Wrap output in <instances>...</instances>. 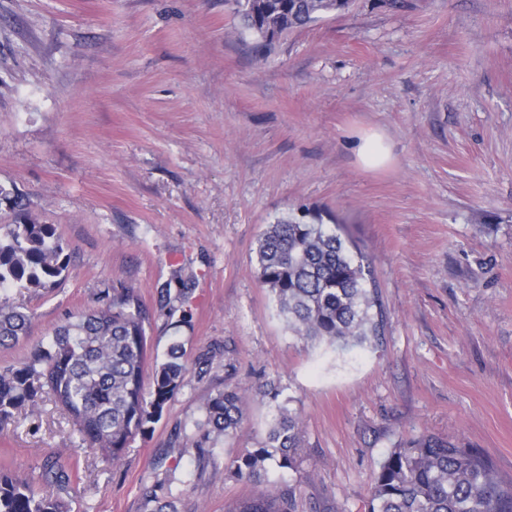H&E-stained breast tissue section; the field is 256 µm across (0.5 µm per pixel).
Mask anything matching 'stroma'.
Segmentation results:
<instances>
[{
	"label": "stroma",
	"instance_id": "35a3bbf8",
	"mask_svg": "<svg viewBox=\"0 0 512 512\" xmlns=\"http://www.w3.org/2000/svg\"><path fill=\"white\" fill-rule=\"evenodd\" d=\"M374 131L390 158L366 168L355 147ZM303 209L370 260L383 336L341 349L288 331L255 248ZM23 221L57 225L69 274L11 290L34 319L0 362L122 285L152 311V355L180 340L190 370L115 468L52 396L0 425L18 475L51 452L73 466L41 487L71 512H142L227 386L244 420L179 508L271 491L224 471L266 433L267 382L301 418L302 512H364L373 470L423 432L512 482V0H353L267 54L228 0H0V227ZM164 288L186 289L190 321Z\"/></svg>",
	"mask_w": 512,
	"mask_h": 512
}]
</instances>
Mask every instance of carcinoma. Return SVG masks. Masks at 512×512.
<instances>
[{
    "label": "carcinoma",
    "mask_w": 512,
    "mask_h": 512,
    "mask_svg": "<svg viewBox=\"0 0 512 512\" xmlns=\"http://www.w3.org/2000/svg\"><path fill=\"white\" fill-rule=\"evenodd\" d=\"M244 30L265 49L284 33L321 16L349 8L350 0H233ZM64 242L54 224H8L0 233V347L30 335L32 314L8 296L13 288L46 290L68 275ZM259 283L274 294L288 330L304 340L359 345L381 334L382 313L369 263L355 256L327 224L291 216L269 225L255 249ZM98 310L69 312L51 336L21 361L0 363V424L21 411L33 412L43 394L78 425L101 461L115 466L131 442L154 430L165 406L187 382L182 343L145 375L150 313L125 287H114ZM283 389L265 384L259 397L273 416L258 447L225 465L237 481L261 483L270 469L291 473L272 493L232 502L225 512H298L303 468L302 426L281 399ZM244 417V401L233 388L217 391L205 419L188 437L194 468L183 478L166 470L142 492L143 512H180L178 503L194 473L204 469L214 445L233 436ZM69 464L45 455L29 479L0 468V512H67V504L40 493L38 484L65 485ZM366 512H512V483L497 476L493 463L458 441L423 433L392 450L373 473Z\"/></svg>",
    "instance_id": "carcinoma-1"
}]
</instances>
